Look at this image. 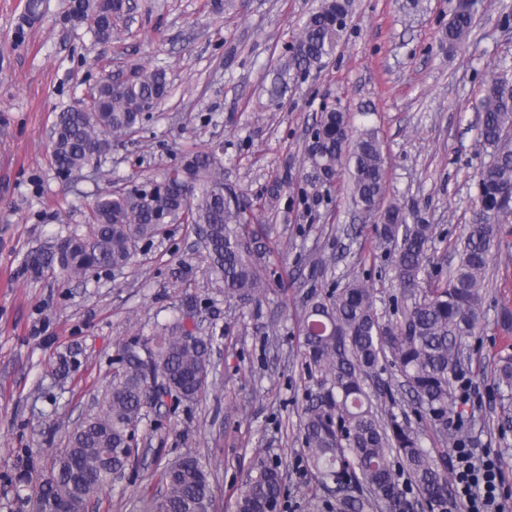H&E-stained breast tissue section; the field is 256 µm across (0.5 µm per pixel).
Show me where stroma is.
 <instances>
[{"label": "stroma", "mask_w": 512, "mask_h": 512, "mask_svg": "<svg viewBox=\"0 0 512 512\" xmlns=\"http://www.w3.org/2000/svg\"><path fill=\"white\" fill-rule=\"evenodd\" d=\"M321 0H126L110 40L65 20L71 0H45L24 22L26 0H0V512H31L26 476L47 475L67 437L101 400L124 346L150 340L180 313L211 339L212 375L197 400L167 399L137 432L138 454L96 512H143L145 488L179 455L207 463L215 512H236L232 491L262 461L280 463L284 512H313L314 481L303 461L300 415L316 383L302 361L297 315L310 289L327 293L355 271L371 273L377 310L388 316L399 290L382 250L355 236L364 217L345 182L316 197L301 172L321 112L337 108L377 128L387 198L409 223L435 225L426 279H441L471 224L477 174L489 155L477 134L492 76H512V0H475L466 43L442 49L453 0H355L335 52L321 69L290 80L278 104L268 89L277 59ZM165 70L170 96L142 130L114 141L98 169L64 176L50 156L56 112L104 78ZM223 148L226 186L243 192L252 223L271 224L276 274L262 306L225 301L210 285L197 236L172 226L141 242L132 263L64 280L28 266L54 240L86 232L98 189L115 177L155 178L187 151ZM284 178L277 210L259 208ZM318 249L333 254L327 278L296 273ZM484 330L471 339L464 372L480 389L467 431L501 450L512 493V394L490 380L501 343L499 306H512V259L498 256L487 278Z\"/></svg>", "instance_id": "1"}]
</instances>
